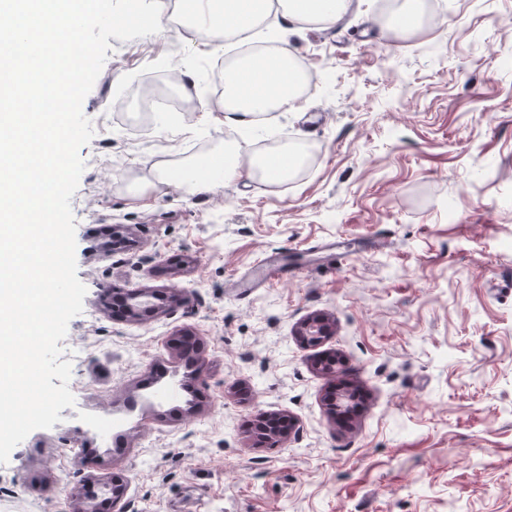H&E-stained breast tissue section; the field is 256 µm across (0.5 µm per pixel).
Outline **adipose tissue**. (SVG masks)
Here are the masks:
<instances>
[{"mask_svg": "<svg viewBox=\"0 0 512 512\" xmlns=\"http://www.w3.org/2000/svg\"><path fill=\"white\" fill-rule=\"evenodd\" d=\"M351 5V0H182V12L190 28L214 39L250 38L258 22L272 7L295 25L316 22L336 25ZM302 74L294 65L288 48H280L261 58H248L224 70V120L229 124L255 122L269 108L290 111L296 108ZM301 162L299 155L285 147L275 153L249 158L240 165L232 151L211 156L206 162L183 167L179 178L158 175L162 184L188 194H204L245 175L262 174L269 182L290 176Z\"/></svg>", "mask_w": 512, "mask_h": 512, "instance_id": "1", "label": "adipose tissue"}]
</instances>
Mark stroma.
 Listing matches in <instances>:
<instances>
[{"mask_svg":"<svg viewBox=\"0 0 512 512\" xmlns=\"http://www.w3.org/2000/svg\"><path fill=\"white\" fill-rule=\"evenodd\" d=\"M379 2L330 27L272 10L273 43L315 84L253 127L216 121L233 50L180 17L108 51L71 199L86 295L60 345L78 405L0 464V512H70L115 480L124 512H512V0H436V25L400 41ZM174 66L194 110L163 127L145 106L172 100ZM230 134L244 158L301 142L307 167L132 198ZM270 253L290 254L287 281L232 293ZM142 291L157 314L113 317ZM314 315L332 333L308 345ZM184 332L197 364L171 347ZM334 387L360 395L348 417ZM260 415L293 425L261 442Z\"/></svg>","mask_w":512,"mask_h":512,"instance_id":"35a3bbf8","label":"stroma"}]
</instances>
